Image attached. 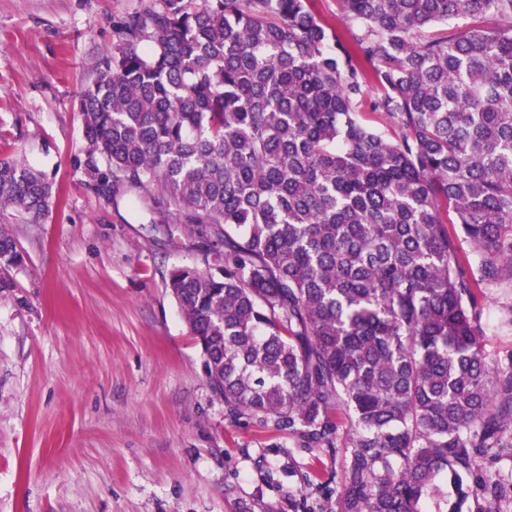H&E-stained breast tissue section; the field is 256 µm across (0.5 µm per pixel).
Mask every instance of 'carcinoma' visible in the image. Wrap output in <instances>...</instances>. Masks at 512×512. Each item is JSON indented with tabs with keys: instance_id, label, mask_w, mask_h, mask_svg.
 <instances>
[{
	"instance_id": "obj_1",
	"label": "carcinoma",
	"mask_w": 512,
	"mask_h": 512,
	"mask_svg": "<svg viewBox=\"0 0 512 512\" xmlns=\"http://www.w3.org/2000/svg\"><path fill=\"white\" fill-rule=\"evenodd\" d=\"M342 2L346 40L308 0L130 16L80 97L85 172L220 243L167 289L227 417L340 456L336 512H423L448 472V512H501L512 350H487L484 300L512 287V0ZM51 203L0 161L1 211Z\"/></svg>"
}]
</instances>
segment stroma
Returning <instances> with one entry per match:
<instances>
[{"mask_svg": "<svg viewBox=\"0 0 512 512\" xmlns=\"http://www.w3.org/2000/svg\"><path fill=\"white\" fill-rule=\"evenodd\" d=\"M152 0H0V159L53 186L45 219L0 213V512H333L338 463L224 414L166 288L211 237L112 202L84 170L78 101L116 29Z\"/></svg>", "mask_w": 512, "mask_h": 512, "instance_id": "obj_1", "label": "stroma"}]
</instances>
